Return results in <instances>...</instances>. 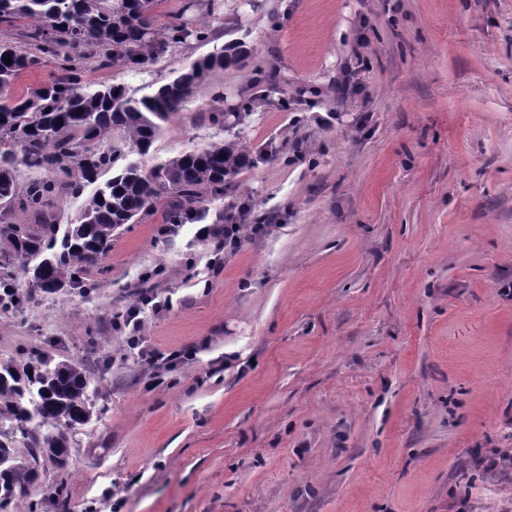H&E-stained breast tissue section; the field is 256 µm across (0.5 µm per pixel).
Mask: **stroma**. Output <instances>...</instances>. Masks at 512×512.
Returning a JSON list of instances; mask_svg holds the SVG:
<instances>
[{
  "mask_svg": "<svg viewBox=\"0 0 512 512\" xmlns=\"http://www.w3.org/2000/svg\"><path fill=\"white\" fill-rule=\"evenodd\" d=\"M245 42L143 168L239 135L257 158L205 202L235 253L162 216L125 225L85 293L0 308V360L94 363L97 419L43 458L25 512H512V0H160ZM221 112L225 129L200 120ZM163 385L112 326L137 292ZM245 227H249L251 234H258L264 230L260 224H224V238H220L218 230L213 224H204L195 232V237L201 241H214L218 252H234L241 243Z\"/></svg>",
  "mask_w": 512,
  "mask_h": 512,
  "instance_id": "obj_1",
  "label": "stroma"
}]
</instances>
